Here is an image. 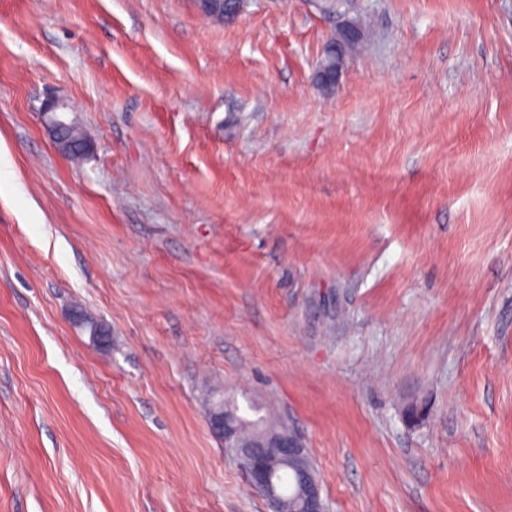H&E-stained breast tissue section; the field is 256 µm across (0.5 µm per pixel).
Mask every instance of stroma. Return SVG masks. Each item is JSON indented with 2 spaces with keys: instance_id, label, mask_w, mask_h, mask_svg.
Here are the masks:
<instances>
[{
  "instance_id": "35a3bbf8",
  "label": "stroma",
  "mask_w": 512,
  "mask_h": 512,
  "mask_svg": "<svg viewBox=\"0 0 512 512\" xmlns=\"http://www.w3.org/2000/svg\"><path fill=\"white\" fill-rule=\"evenodd\" d=\"M1 158L0 512H270L214 390L326 512H512V0H0ZM363 37L361 28L353 21H345L336 31L321 56L313 77L314 85L321 91L336 86L345 68L343 53L345 46L353 41L359 42ZM325 51H330L324 55ZM66 112L67 107L58 99L48 98L43 103L41 114L49 137L56 149L65 156L88 154L92 149L91 141L87 137L79 139L69 135L81 127L74 118L68 119ZM209 425L213 432L223 434L225 451L235 456L241 463L242 461L246 463L245 471L248 473L252 489L261 492L268 499L276 497L272 485L279 490L278 498L282 503L280 512H291L290 507L298 499V494L289 468L283 464L274 463L275 461L290 463L295 468L299 484L304 487L299 511L325 512L319 485L317 482L310 481L303 466L306 448L296 433H288L287 425L284 424L287 429L285 432L257 433L246 437L243 434L242 425L249 430L255 425L267 429L276 427L278 424L268 421L266 417L251 420L238 416L234 409L226 406L222 407V410L218 409L211 413Z\"/></svg>"
}]
</instances>
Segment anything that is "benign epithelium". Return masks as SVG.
<instances>
[{"mask_svg": "<svg viewBox=\"0 0 512 512\" xmlns=\"http://www.w3.org/2000/svg\"><path fill=\"white\" fill-rule=\"evenodd\" d=\"M197 13L209 20H220L224 16V0H194ZM363 37L361 28L353 21H345L336 31L321 56L313 77L314 85L321 91L336 86L345 68L343 53L345 46ZM67 107L59 100L48 98L43 103L41 114L46 131L56 149L63 155L89 153L92 143L89 139L74 138L70 133L79 129L75 119L66 116ZM209 425L213 432L224 437L225 451L246 463L250 486L266 498L276 497L270 481L271 467L276 461L291 464L296 471L300 486L304 487L300 512H325L319 485L310 481L303 466L306 448L295 433H257L250 437L243 434L242 424L236 411L222 407L211 413Z\"/></svg>", "mask_w": 512, "mask_h": 512, "instance_id": "7a95c632", "label": "benign epithelium"}]
</instances>
